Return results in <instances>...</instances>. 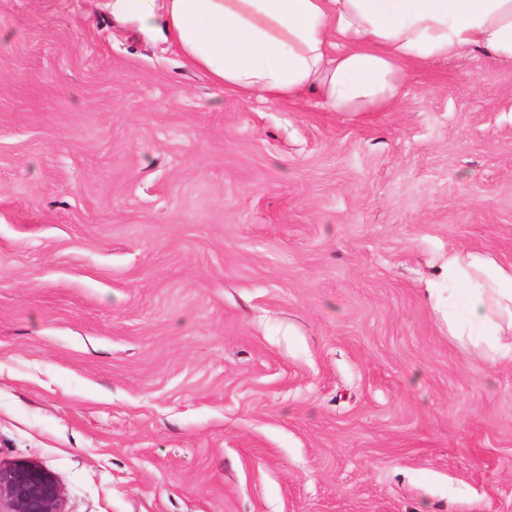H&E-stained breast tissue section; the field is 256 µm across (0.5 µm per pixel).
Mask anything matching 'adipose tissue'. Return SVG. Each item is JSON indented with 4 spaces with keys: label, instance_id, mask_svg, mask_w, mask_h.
I'll return each instance as SVG.
<instances>
[{
    "label": "adipose tissue",
    "instance_id": "obj_1",
    "mask_svg": "<svg viewBox=\"0 0 512 512\" xmlns=\"http://www.w3.org/2000/svg\"><path fill=\"white\" fill-rule=\"evenodd\" d=\"M112 13L159 30L218 88L275 101L311 91L331 112L395 106L434 61L512 59V0H112ZM443 276L449 336L512 359V262L452 250Z\"/></svg>",
    "mask_w": 512,
    "mask_h": 512
}]
</instances>
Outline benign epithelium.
Wrapping results in <instances>:
<instances>
[{
  "mask_svg": "<svg viewBox=\"0 0 512 512\" xmlns=\"http://www.w3.org/2000/svg\"><path fill=\"white\" fill-rule=\"evenodd\" d=\"M64 489L55 473L29 460L0 466V512H64Z\"/></svg>",
  "mask_w": 512,
  "mask_h": 512,
  "instance_id": "7a95c632",
  "label": "benign epithelium"
}]
</instances>
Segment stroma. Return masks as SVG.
<instances>
[{
	"instance_id": "obj_1",
	"label": "stroma",
	"mask_w": 512,
	"mask_h": 512,
	"mask_svg": "<svg viewBox=\"0 0 512 512\" xmlns=\"http://www.w3.org/2000/svg\"><path fill=\"white\" fill-rule=\"evenodd\" d=\"M349 116L220 93L111 0H0V464L65 512H512V60ZM442 275L448 281V334L474 345L491 363L512 360V262L481 250H449Z\"/></svg>"
}]
</instances>
